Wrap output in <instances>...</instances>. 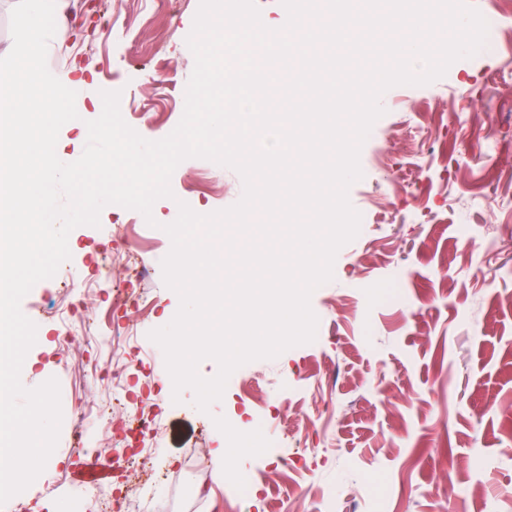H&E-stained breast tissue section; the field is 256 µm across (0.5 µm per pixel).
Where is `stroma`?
Listing matches in <instances>:
<instances>
[{
    "mask_svg": "<svg viewBox=\"0 0 512 512\" xmlns=\"http://www.w3.org/2000/svg\"><path fill=\"white\" fill-rule=\"evenodd\" d=\"M198 6L61 0L47 63L73 83L81 121L101 114V91L117 90L143 138L169 135L194 68L186 38ZM380 103L385 113L360 152L363 176L349 189L360 232L311 297L318 342L241 366L209 413L189 389L173 403L158 379L164 355L148 337L179 307L162 280L169 237L115 205L99 226L71 231L63 267L83 301L73 305L47 279L22 300L25 313L40 304L44 320L21 382L57 379L64 418L82 405L96 414L84 447L61 427L44 471L0 512H138L139 478L156 487L147 512H367L372 489L390 484L406 492L389 512H448L475 496L484 512H512V21L496 53L458 60L427 85L393 87ZM200 164L175 169L173 198L153 206L161 222H173L182 202L208 214L241 198L234 169L204 173ZM133 250L146 276L137 298L117 307L99 269L123 283ZM393 290L401 301L387 300ZM116 322L131 334L114 348ZM117 362L130 372L121 401ZM141 411L155 418L156 439L128 432ZM217 416L272 443L240 462L249 496L213 478L211 452L226 441ZM121 449L129 465L101 482L100 495L76 490L85 459ZM479 456L489 463L481 472Z\"/></svg>",
    "mask_w": 512,
    "mask_h": 512,
    "instance_id": "stroma-1",
    "label": "stroma"
}]
</instances>
